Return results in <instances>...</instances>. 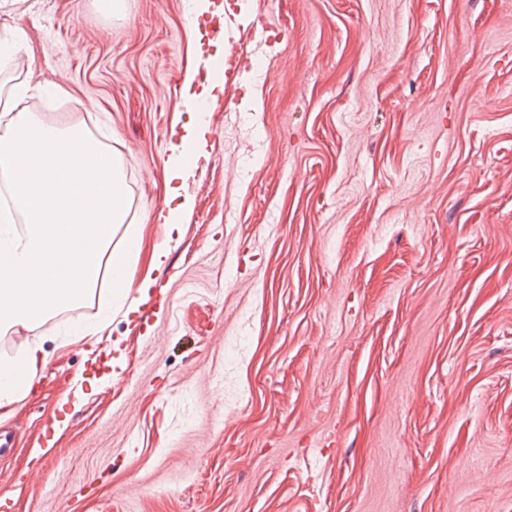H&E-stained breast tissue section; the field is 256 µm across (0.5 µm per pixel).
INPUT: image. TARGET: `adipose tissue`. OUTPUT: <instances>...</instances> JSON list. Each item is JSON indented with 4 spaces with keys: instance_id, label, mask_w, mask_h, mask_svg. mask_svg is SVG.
<instances>
[{
    "instance_id": "obj_1",
    "label": "adipose tissue",
    "mask_w": 512,
    "mask_h": 512,
    "mask_svg": "<svg viewBox=\"0 0 512 512\" xmlns=\"http://www.w3.org/2000/svg\"><path fill=\"white\" fill-rule=\"evenodd\" d=\"M60 86L19 83L0 87V209L20 224H0V339L20 337L12 352L0 351V410L15 412L32 391L49 359L44 324L72 312L76 339L100 355V335L113 313L132 312L149 302L154 274L168 257L166 243L154 246L140 266L142 223L179 231L194 206L186 193L195 168L189 148H203L208 125L186 108L176 142L164 162L167 194L159 208L128 223L130 194L119 157L79 125L64 129L40 121L33 99ZM105 288L98 320L86 322L76 310Z\"/></svg>"
}]
</instances>
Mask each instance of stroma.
I'll return each instance as SVG.
<instances>
[{
    "instance_id": "stroma-1",
    "label": "stroma",
    "mask_w": 512,
    "mask_h": 512,
    "mask_svg": "<svg viewBox=\"0 0 512 512\" xmlns=\"http://www.w3.org/2000/svg\"><path fill=\"white\" fill-rule=\"evenodd\" d=\"M150 301L0 419L12 512H512V0H240ZM18 0L35 100L161 206L189 0ZM264 21L270 42L254 39ZM70 415L45 445L58 404ZM41 456H34V449Z\"/></svg>"
}]
</instances>
